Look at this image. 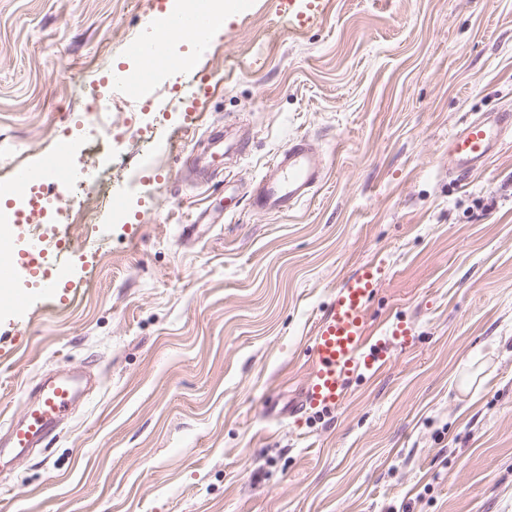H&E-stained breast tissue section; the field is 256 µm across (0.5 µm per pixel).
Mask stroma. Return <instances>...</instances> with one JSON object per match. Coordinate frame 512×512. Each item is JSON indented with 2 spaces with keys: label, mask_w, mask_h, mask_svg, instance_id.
I'll return each mask as SVG.
<instances>
[{
  "label": "stroma",
  "mask_w": 512,
  "mask_h": 512,
  "mask_svg": "<svg viewBox=\"0 0 512 512\" xmlns=\"http://www.w3.org/2000/svg\"><path fill=\"white\" fill-rule=\"evenodd\" d=\"M166 8L0 0V183L65 136L126 206L72 253L69 304L0 311V435L44 374L95 380L0 467V512H512V139L474 172L448 159L464 120L512 110V0H323L301 28L232 0L209 45L172 42L180 67L157 71L134 46ZM120 68L149 86L114 99L113 142L83 90ZM199 68L213 90L188 120ZM222 126L247 153L201 179L187 155ZM303 135L324 183L255 210L249 186ZM366 267L372 330L410 333L335 410L301 409L315 326Z\"/></svg>",
  "instance_id": "stroma-1"
}]
</instances>
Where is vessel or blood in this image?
Here are the masks:
<instances>
[{
    "instance_id": "b4317fda",
    "label": "vessel or blood",
    "mask_w": 512,
    "mask_h": 512,
    "mask_svg": "<svg viewBox=\"0 0 512 512\" xmlns=\"http://www.w3.org/2000/svg\"><path fill=\"white\" fill-rule=\"evenodd\" d=\"M277 8L298 27L309 24L322 10L321 0H277ZM198 44H207L212 22L206 16H184L172 22L150 26L140 44L142 57L152 56L169 29ZM512 132V113L493 112L464 121L448 139V157L455 170L469 172L482 168L499 147L504 135ZM245 139L231 140L226 133H210L204 146L192 156L193 169L211 173L223 171L228 153L244 154ZM327 167L325 157L307 138L288 142L268 163L250 189L257 209L285 214L311 197L322 185ZM372 269L347 278L318 321L309 346V369L304 407L323 413L341 404L351 384L361 376L376 372L388 359L403 327L373 333L366 307L375 291ZM68 261L56 260L51 274L41 276L40 296H56L60 287H72ZM80 392L77 380L47 378L40 382L36 397L26 400L20 419L8 429L0 444V458L25 455L29 448L45 441L68 416Z\"/></svg>"
}]
</instances>
